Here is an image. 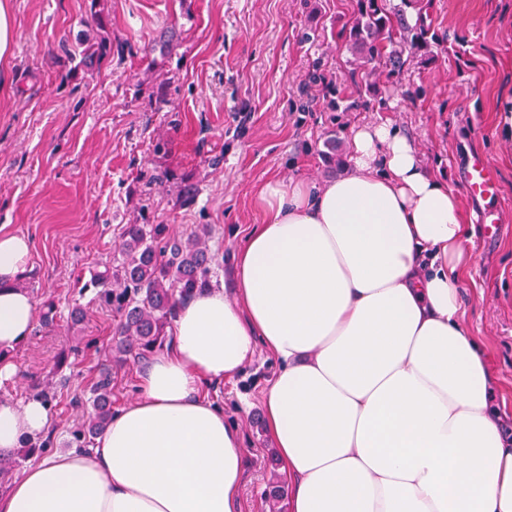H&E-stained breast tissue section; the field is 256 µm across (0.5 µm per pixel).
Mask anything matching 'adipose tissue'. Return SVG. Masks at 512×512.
Wrapping results in <instances>:
<instances>
[{
  "label": "adipose tissue",
  "mask_w": 512,
  "mask_h": 512,
  "mask_svg": "<svg viewBox=\"0 0 512 512\" xmlns=\"http://www.w3.org/2000/svg\"><path fill=\"white\" fill-rule=\"evenodd\" d=\"M349 171L267 182L231 289L181 305L139 396L93 445L42 456L0 512H236L245 450L201 394L264 345L288 512H512V442L485 349L462 322L460 198L398 127L355 129ZM31 243L0 230V348L27 343ZM49 403L0 402V453L46 435Z\"/></svg>",
  "instance_id": "ef3b65f1"
}]
</instances>
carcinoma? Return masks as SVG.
I'll return each mask as SVG.
<instances>
[{
  "label": "carcinoma",
  "mask_w": 512,
  "mask_h": 512,
  "mask_svg": "<svg viewBox=\"0 0 512 512\" xmlns=\"http://www.w3.org/2000/svg\"><path fill=\"white\" fill-rule=\"evenodd\" d=\"M406 32L394 21L385 0H357V12L349 24V39L367 61L382 55L383 43L395 31ZM78 55L84 63L98 62L107 54V41L82 42ZM417 54L430 47L428 30L420 29L407 41ZM187 238L171 233L166 224H125L120 250L103 271L85 283L96 289L95 300L118 317L112 339V358L118 364L142 362L170 341L172 321L179 303L195 290L209 287L216 258L208 252L204 236ZM76 407L87 404L93 412L80 428L70 432L68 447L86 448L112 418V377L103 370L90 388V397L75 398Z\"/></svg>",
  "instance_id": "obj_1"
}]
</instances>
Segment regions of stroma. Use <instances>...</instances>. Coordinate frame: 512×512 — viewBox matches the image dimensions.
I'll return each instance as SVG.
<instances>
[{
	"label": "stroma",
	"instance_id": "obj_1",
	"mask_svg": "<svg viewBox=\"0 0 512 512\" xmlns=\"http://www.w3.org/2000/svg\"><path fill=\"white\" fill-rule=\"evenodd\" d=\"M15 39L11 84L0 92V229L32 242L23 286L36 305L54 304L53 327L35 328L12 354L15 380L0 401L32 387L56 394L51 430L63 451L102 370L112 406L138 396V363L116 365L117 320L82 290L111 261L125 224H167L185 236L209 225L223 256L212 284L231 287L233 255L260 214L255 196L271 180L315 184L338 176L323 154L337 139L352 154L356 127L388 122L413 138L427 170L460 198L467 248L462 321L487 348L497 385L512 404V0H386L410 26L439 37L429 56L402 42L367 63L345 29L355 0H8ZM98 9L101 23L90 18ZM100 34L112 48L99 64L70 56ZM400 56L399 71L389 59ZM339 100L340 111L326 102ZM482 160L494 198L472 195L464 173ZM163 182H154L159 172ZM502 224L487 237L484 214ZM87 311L71 324L74 305ZM66 364H59L60 354ZM279 364L266 350L224 383L204 389L244 440L240 512H270L271 443L262 395Z\"/></svg>",
	"mask_w": 512,
	"mask_h": 512
}]
</instances>
